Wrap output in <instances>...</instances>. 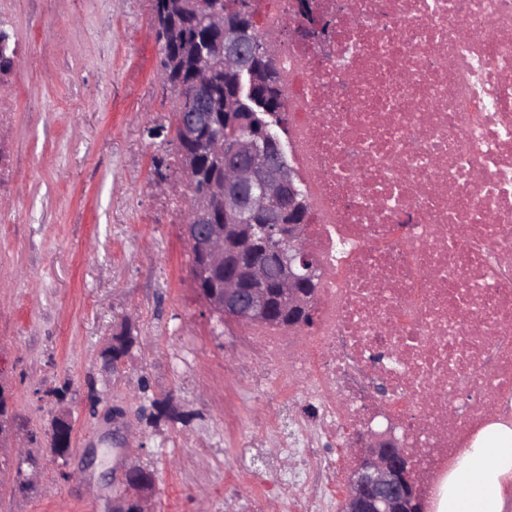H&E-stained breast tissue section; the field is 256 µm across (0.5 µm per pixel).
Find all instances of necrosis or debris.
Wrapping results in <instances>:
<instances>
[{
	"label": "necrosis or debris",
	"instance_id": "1",
	"mask_svg": "<svg viewBox=\"0 0 512 512\" xmlns=\"http://www.w3.org/2000/svg\"><path fill=\"white\" fill-rule=\"evenodd\" d=\"M253 0L272 44L288 158L320 267L310 328L245 331L259 429L280 459L240 512H334L359 433L417 449L425 497L495 417L512 420V0ZM19 87L0 72V196L23 159Z\"/></svg>",
	"mask_w": 512,
	"mask_h": 512
}]
</instances>
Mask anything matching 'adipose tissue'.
Listing matches in <instances>:
<instances>
[{
	"label": "adipose tissue",
	"mask_w": 512,
	"mask_h": 512,
	"mask_svg": "<svg viewBox=\"0 0 512 512\" xmlns=\"http://www.w3.org/2000/svg\"><path fill=\"white\" fill-rule=\"evenodd\" d=\"M433 512H512V424L490 421L449 466Z\"/></svg>",
	"instance_id": "ef3b65f1"
}]
</instances>
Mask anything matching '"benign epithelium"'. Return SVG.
<instances>
[{
  "label": "benign epithelium",
  "mask_w": 512,
  "mask_h": 512,
  "mask_svg": "<svg viewBox=\"0 0 512 512\" xmlns=\"http://www.w3.org/2000/svg\"><path fill=\"white\" fill-rule=\"evenodd\" d=\"M213 31L224 34V68L243 77L247 72L245 59L260 54L258 44L250 35L248 17L241 23L229 25L222 15L207 18ZM174 109L180 112V122L170 131V139L180 146L188 140H197L206 151L224 146V221L228 230L251 237L258 233L271 243L280 255L285 273L279 282L281 296L288 301L290 315L309 306L301 285L309 277L311 252L305 246L306 225L286 224L283 215L297 202L299 191L295 173L282 157L264 154L258 140L269 134L243 137L230 144L214 138L216 125L209 112L206 97L196 96L189 105L183 99H174ZM196 185L198 166H180L158 176L155 188L164 191L177 180ZM191 215L184 224V235L191 249L202 255L209 266L224 265V233L210 224L200 198L190 207ZM259 220L257 224L234 226L243 214ZM265 264L261 259L250 262L244 277L224 276V287L216 292H201L210 311H221L240 326L269 322L267 295L259 284L264 280ZM54 442L61 456L70 453L72 425L65 417L57 419ZM356 459V466L343 483L340 512H403L406 504L417 497L418 476L406 461L410 454L401 448L393 428L367 431L357 439V447L347 449ZM127 494L117 501L113 512H151L148 509L153 484L147 470L134 466L123 474Z\"/></svg>",
  "instance_id": "benign-epithelium-1"
}]
</instances>
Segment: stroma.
Wrapping results in <instances>:
<instances>
[{"label":"stroma","mask_w":512,"mask_h":512,"mask_svg":"<svg viewBox=\"0 0 512 512\" xmlns=\"http://www.w3.org/2000/svg\"><path fill=\"white\" fill-rule=\"evenodd\" d=\"M8 28L29 55L14 66L11 132L24 166L0 203V384L25 421L17 438L37 437L25 456L0 450V512H112L132 465L155 472V512H235L224 475L264 474L267 455L247 449L268 400L239 371V325L219 323L193 283L190 185L154 188L156 165L175 168L177 153L150 135L173 122L151 0H13ZM127 328L134 346L105 364ZM228 398L241 404L231 428ZM62 415L65 457L49 445Z\"/></svg>","instance_id":"obj_1"}]
</instances>
